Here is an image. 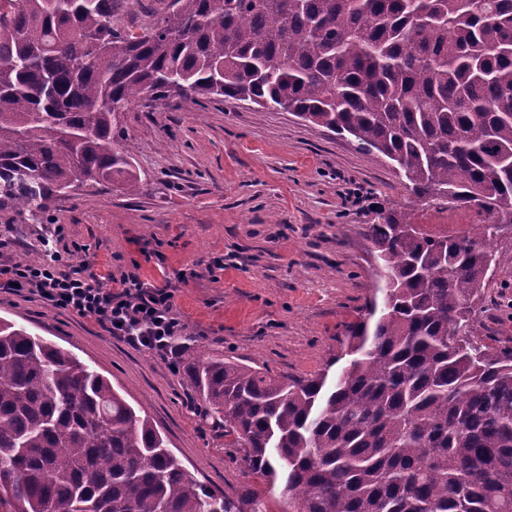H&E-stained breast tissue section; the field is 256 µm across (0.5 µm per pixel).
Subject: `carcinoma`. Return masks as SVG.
<instances>
[{"label": "carcinoma", "instance_id": "cac0c4a2", "mask_svg": "<svg viewBox=\"0 0 512 512\" xmlns=\"http://www.w3.org/2000/svg\"><path fill=\"white\" fill-rule=\"evenodd\" d=\"M0 0V209L140 177L120 147L134 101L234 100L386 157L411 195L489 223L368 227L378 291L349 364L281 378L230 358L187 369L253 478L203 486L100 373L0 321V512H512V346L472 302L512 267V0Z\"/></svg>", "mask_w": 512, "mask_h": 512}]
</instances>
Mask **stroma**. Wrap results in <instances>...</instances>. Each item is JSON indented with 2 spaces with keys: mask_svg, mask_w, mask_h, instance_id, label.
<instances>
[{
  "mask_svg": "<svg viewBox=\"0 0 512 512\" xmlns=\"http://www.w3.org/2000/svg\"><path fill=\"white\" fill-rule=\"evenodd\" d=\"M122 148L141 178L48 201L42 220L0 211V262L35 261L54 224L82 275L194 269L174 304L188 323L176 361L136 350L74 313L0 293V319L25 326L105 376L160 430L206 487L249 478L232 458L187 372L189 354L233 358L278 376H311L344 359V331L378 281L368 225L407 213L417 224L484 223L469 207L409 195L389 161L287 112L177 97L132 104ZM476 326L512 339V271L486 288Z\"/></svg>",
  "mask_w": 512,
  "mask_h": 512,
  "instance_id": "obj_1",
  "label": "stroma"
}]
</instances>
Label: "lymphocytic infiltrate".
Instances as JSON below:
<instances>
[{
  "mask_svg": "<svg viewBox=\"0 0 512 512\" xmlns=\"http://www.w3.org/2000/svg\"><path fill=\"white\" fill-rule=\"evenodd\" d=\"M187 279L183 270L157 284L124 272L104 288L96 277L78 276L70 258L57 251L35 262L0 263V292L36 296L48 307L94 321L132 348L163 357L179 353L176 339L186 325L174 307L172 288L174 282Z\"/></svg>",
  "mask_w": 512,
  "mask_h": 512,
  "instance_id": "f902f5d3",
  "label": "lymphocytic infiltrate"
}]
</instances>
